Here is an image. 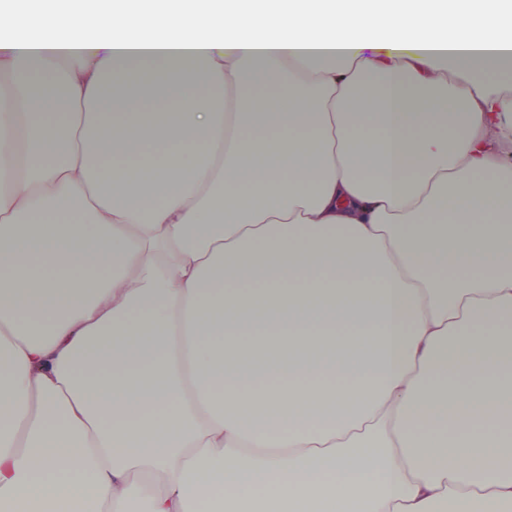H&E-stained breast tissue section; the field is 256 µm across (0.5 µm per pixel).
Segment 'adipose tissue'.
Masks as SVG:
<instances>
[{
	"label": "adipose tissue",
	"instance_id": "1",
	"mask_svg": "<svg viewBox=\"0 0 512 512\" xmlns=\"http://www.w3.org/2000/svg\"><path fill=\"white\" fill-rule=\"evenodd\" d=\"M0 73V512H512V0H21Z\"/></svg>",
	"mask_w": 512,
	"mask_h": 512
}]
</instances>
